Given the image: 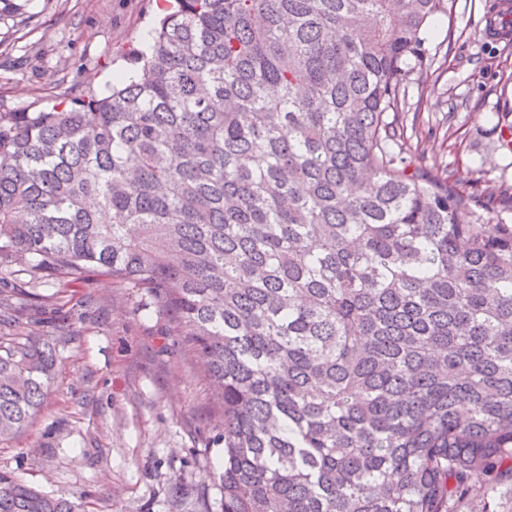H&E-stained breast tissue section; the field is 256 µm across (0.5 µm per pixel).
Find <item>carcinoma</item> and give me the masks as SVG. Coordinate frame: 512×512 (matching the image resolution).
Listing matches in <instances>:
<instances>
[{
  "instance_id": "carcinoma-1",
  "label": "carcinoma",
  "mask_w": 512,
  "mask_h": 512,
  "mask_svg": "<svg viewBox=\"0 0 512 512\" xmlns=\"http://www.w3.org/2000/svg\"><path fill=\"white\" fill-rule=\"evenodd\" d=\"M440 15L174 0L138 76L0 112V283L97 272L175 313L224 408L220 512L512 494V226L390 151ZM57 360L50 336L0 352V440L40 414ZM79 510L0 471V512Z\"/></svg>"
}]
</instances>
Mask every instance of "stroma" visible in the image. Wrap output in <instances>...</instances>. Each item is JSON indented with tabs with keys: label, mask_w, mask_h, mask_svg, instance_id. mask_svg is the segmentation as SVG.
<instances>
[{
	"label": "stroma",
	"mask_w": 512,
	"mask_h": 512,
	"mask_svg": "<svg viewBox=\"0 0 512 512\" xmlns=\"http://www.w3.org/2000/svg\"><path fill=\"white\" fill-rule=\"evenodd\" d=\"M499 0H448L411 73L397 118L403 160L462 179L478 213L512 225V39L494 37ZM161 0H0V112H37L106 93L134 76ZM10 288L31 297L0 326V346L49 334L60 363L44 408L0 441V470L82 512H219L214 464L223 409L171 313L103 276L74 282L26 270Z\"/></svg>",
	"instance_id": "obj_1"
}]
</instances>
